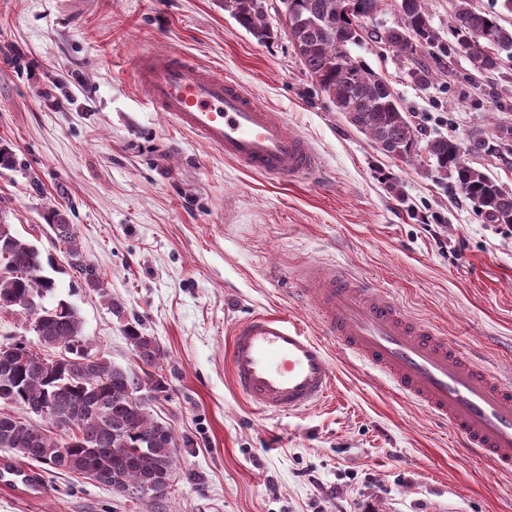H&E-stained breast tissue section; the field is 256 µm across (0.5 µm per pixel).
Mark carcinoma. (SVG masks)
<instances>
[{"label":"carcinoma","mask_w":512,"mask_h":512,"mask_svg":"<svg viewBox=\"0 0 512 512\" xmlns=\"http://www.w3.org/2000/svg\"><path fill=\"white\" fill-rule=\"evenodd\" d=\"M229 14L260 41L274 35L266 21V0H232ZM291 26L288 38L305 72L334 109L368 137L384 154L408 159L417 153L416 131L402 111L390 85L365 60L351 55V47L367 40L381 42L410 62V76L424 86L430 71L417 65L424 55L453 64L461 52L478 74L501 72L512 61V27L502 24L512 14V0H500L499 9L476 10L471 0H457L456 23L450 37L434 28L425 0H400L399 20L386 35L381 28L367 30L364 19L373 14L376 0H280ZM412 32V42H402L399 32ZM512 123L497 122L486 132L475 130L470 153L475 157H503L500 132ZM457 140L443 135L429 139L423 150L430 164L426 174L468 199L487 224L512 225V188L475 166L457 165ZM51 229L87 287L103 289L93 270L81 258L72 225ZM39 248L21 238L12 225L0 223V309L12 311L13 302L39 299L55 288L42 274ZM37 340L48 349L77 351L67 359L24 355L16 344L13 354L0 350V404L19 407L42 417L54 427L70 432L57 441L44 428L24 423L21 417L0 410V448L53 469L87 476L132 499L167 495L176 466L175 437L171 429L150 417L147 404L137 395L140 385L130 373L107 362L91 350L83 336L76 309L60 302L34 311ZM134 350L147 367L156 365L160 348L152 336L127 329Z\"/></svg>","instance_id":"carcinoma-1"}]
</instances>
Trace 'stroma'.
<instances>
[{"mask_svg":"<svg viewBox=\"0 0 512 512\" xmlns=\"http://www.w3.org/2000/svg\"><path fill=\"white\" fill-rule=\"evenodd\" d=\"M259 42L224 0H0V222L52 259L56 288L108 362L142 377L125 328L155 337L163 389L139 391L176 438L162 498L132 499L36 464L38 498L0 486V512H512V474L461 453L376 374L332 352V394L272 415L236 390L227 349L256 312H285L312 335L291 293L308 261L391 293L492 369L512 376V234L427 177L425 156L390 157L306 75L277 12ZM178 52L237 80L285 117L322 160L314 181L242 171L154 111L133 71ZM357 53L391 85L420 141L512 122V83L421 57L433 80L382 44ZM63 213L102 290L71 269L48 225ZM122 306L113 313L111 302Z\"/></svg>","mask_w":512,"mask_h":512,"instance_id":"1","label":"stroma"}]
</instances>
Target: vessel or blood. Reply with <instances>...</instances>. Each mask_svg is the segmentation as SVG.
Wrapping results in <instances>:
<instances>
[{
  "instance_id": "1",
  "label": "vessel or blood",
  "mask_w": 512,
  "mask_h": 512,
  "mask_svg": "<svg viewBox=\"0 0 512 512\" xmlns=\"http://www.w3.org/2000/svg\"><path fill=\"white\" fill-rule=\"evenodd\" d=\"M138 91L180 129L244 171L274 181L314 178L319 154L275 112L235 80L177 53L140 57ZM293 280L310 302L322 337L283 313L238 323L228 347L243 396L271 414L304 411L333 385L326 344L381 374L391 390L446 423L461 447L512 473V379L482 366L431 324L407 316L390 294L350 279L338 267L311 263ZM0 485L44 492L36 471L0 463Z\"/></svg>"
}]
</instances>
